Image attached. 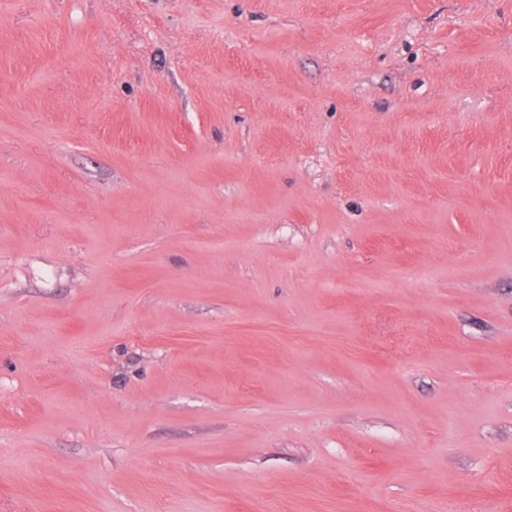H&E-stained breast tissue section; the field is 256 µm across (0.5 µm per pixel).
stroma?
<instances>
[{"label":"stroma","instance_id":"obj_1","mask_svg":"<svg viewBox=\"0 0 512 512\" xmlns=\"http://www.w3.org/2000/svg\"><path fill=\"white\" fill-rule=\"evenodd\" d=\"M0 512H512V0H0Z\"/></svg>","mask_w":512,"mask_h":512}]
</instances>
